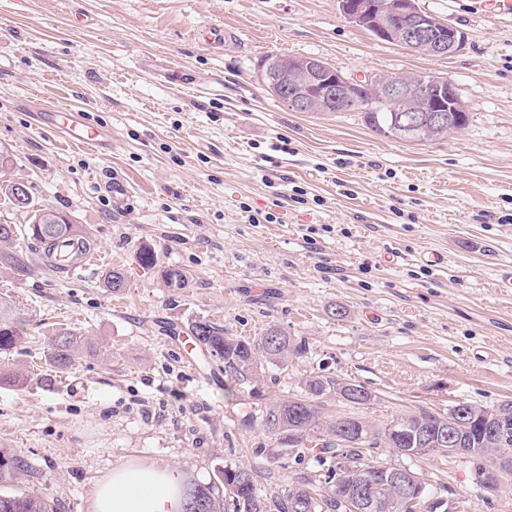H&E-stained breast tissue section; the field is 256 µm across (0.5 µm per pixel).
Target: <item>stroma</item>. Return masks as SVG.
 I'll list each match as a JSON object with an SVG mask.
<instances>
[{
  "instance_id": "obj_1",
  "label": "stroma",
  "mask_w": 512,
  "mask_h": 512,
  "mask_svg": "<svg viewBox=\"0 0 512 512\" xmlns=\"http://www.w3.org/2000/svg\"><path fill=\"white\" fill-rule=\"evenodd\" d=\"M420 5L463 33L460 52L379 40L336 0H0V147L13 176L84 225L104 256L68 275L0 261V296L27 319L9 364L29 382L0 384V452L26 461L22 488L59 512H89L124 463L202 485L243 464L261 493L281 491L315 466H289L261 425L241 421L258 400L303 396L312 376L374 397L358 406L327 393L328 420L381 425L403 409L512 402V296L495 286L512 266V17L474 0ZM205 24L227 30L223 45L197 40ZM278 53L350 75L448 77L468 122L409 142L358 112L288 111L261 78ZM65 104L111 130L109 151L40 126L41 106ZM108 171L133 187L125 206L100 188ZM145 245L157 268L138 264ZM430 252L444 264H425ZM164 267L188 270L187 286L164 287ZM112 268L129 280L124 294L102 286ZM198 316L249 339L276 325L307 352L230 383L222 359L182 355ZM61 327L97 351L52 374L45 354ZM379 459L419 473L452 512H512V477L485 495L466 458Z\"/></svg>"
}]
</instances>
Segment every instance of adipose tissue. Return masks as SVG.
Masks as SVG:
<instances>
[{
  "label": "adipose tissue",
  "instance_id": "obj_1",
  "mask_svg": "<svg viewBox=\"0 0 512 512\" xmlns=\"http://www.w3.org/2000/svg\"><path fill=\"white\" fill-rule=\"evenodd\" d=\"M184 484L166 467L121 465L100 482L91 512H182Z\"/></svg>",
  "mask_w": 512,
  "mask_h": 512
}]
</instances>
